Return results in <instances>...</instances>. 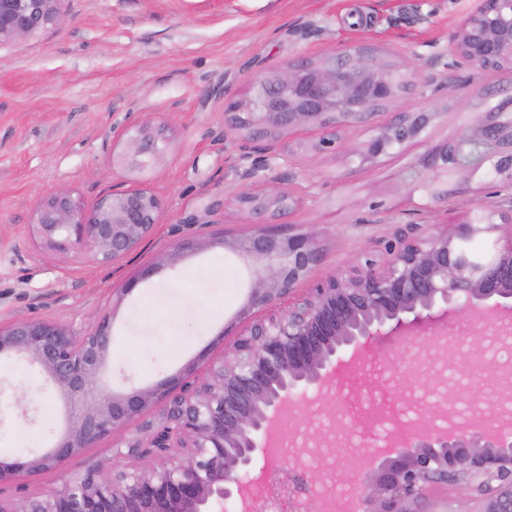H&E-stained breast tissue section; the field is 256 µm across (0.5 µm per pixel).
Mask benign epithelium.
I'll return each mask as SVG.
<instances>
[{"instance_id": "benign-epithelium-1", "label": "benign epithelium", "mask_w": 512, "mask_h": 512, "mask_svg": "<svg viewBox=\"0 0 512 512\" xmlns=\"http://www.w3.org/2000/svg\"><path fill=\"white\" fill-rule=\"evenodd\" d=\"M60 0H0V42L18 40L57 25ZM455 56L480 69L512 67V0H475L450 35ZM252 95L228 105L224 125L241 140H273L286 131L316 125L326 130L319 147L334 143L333 129L367 122L375 111L417 87L418 73L402 70L367 45L334 50L285 71L248 76ZM485 108L470 135L433 148L424 167L466 178L448 186L426 181L414 168L404 183L434 201L467 196L477 174L512 179V95L481 92ZM437 116L433 109L397 112L374 128L358 154L372 161L420 136ZM267 164L244 152L237 161L234 199L253 213L289 209V195L276 185L253 192ZM222 206L213 200L183 213L179 224H212ZM165 212L151 188H115L88 204L68 189L57 191L34 212L31 235L48 247H76L101 264L116 263L149 238ZM500 225L474 214L469 222L428 236L410 235L383 264L356 262L349 275L332 276L294 295L323 257L316 235L258 229L214 243L229 248L253 277L239 317L250 324L231 355L208 365L201 382L171 377L151 389L111 394L112 336L109 318L79 335L39 318L0 323V356L17 354L42 370L71 404L67 435L32 460L0 461V482L22 472L51 470L64 458L93 446L114 429L146 412L155 417L140 435L123 442L129 463L119 470L93 469L21 505L0 502V512H213L227 500L240 502L257 452L271 423L290 402L305 405L309 392L334 386L338 371L366 359L376 336L423 338L432 349L437 334L426 323L466 311L481 324L512 316V234L492 238ZM484 238L491 249L476 259L469 243ZM430 409L415 422L420 434L394 443L383 454L362 440L371 465L356 485L357 512H419L424 490L454 486L480 501L478 512H512V431L470 425L432 429Z\"/></svg>"}]
</instances>
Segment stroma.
<instances>
[{
  "label": "stroma",
  "mask_w": 512,
  "mask_h": 512,
  "mask_svg": "<svg viewBox=\"0 0 512 512\" xmlns=\"http://www.w3.org/2000/svg\"><path fill=\"white\" fill-rule=\"evenodd\" d=\"M472 7L473 0H61L57 26L0 43V321L44 318L85 334L106 316L115 390L188 372L200 380L210 361L232 351L250 287L245 267L216 237L242 236L260 221L316 234L323 260L299 285L303 293L347 274L356 260L385 261L406 225L427 231L504 204L512 183L476 179L465 200L434 202L403 182L431 148L468 133L482 111L477 89L512 92V70L480 73L455 64L448 36ZM356 43L417 70L419 86L371 123L337 129L331 147L318 148L323 132L315 126L284 133L264 176L280 180L294 205L278 217L241 208L233 198L240 140L224 127L226 104L247 96V74ZM219 82L223 98L206 100ZM424 108L439 117L419 137L376 163L352 162L372 124ZM144 124L159 137L154 152L138 155L128 142ZM112 185L149 186L165 203L162 224L123 260L99 264L85 250L34 243L30 224L39 202L62 188L91 202ZM212 196L226 205L215 223L195 227L203 248L178 251L177 218ZM400 345L384 337L365 371L338 380L340 410L355 433L379 440L410 424L409 390L433 405L464 395L492 400L491 385L477 378L462 390L433 374L399 385L378 358ZM311 401L290 432L297 450L338 410L328 396ZM66 410L63 393L37 368L17 355L0 357V458L25 461L49 449L65 431ZM139 427L135 421L115 429L56 469L1 482L0 500L19 504L91 469L123 467L117 448ZM307 464L318 491L339 506L350 472L318 456Z\"/></svg>",
  "instance_id": "1"
}]
</instances>
